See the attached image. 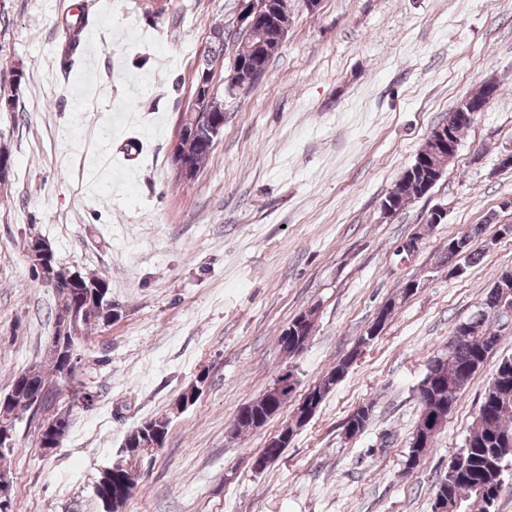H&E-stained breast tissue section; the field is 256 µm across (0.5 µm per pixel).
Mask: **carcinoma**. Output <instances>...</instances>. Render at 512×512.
<instances>
[{"label":"carcinoma","mask_w":512,"mask_h":512,"mask_svg":"<svg viewBox=\"0 0 512 512\" xmlns=\"http://www.w3.org/2000/svg\"><path fill=\"white\" fill-rule=\"evenodd\" d=\"M88 27L85 15H80L73 23L64 27L65 43L60 56L61 67L70 72L79 59L82 49L83 32ZM224 56V45L212 44L203 52L199 66L213 68L214 63ZM425 168H407L384 198L390 204L404 197L420 198ZM483 227L474 225L467 230L463 238L448 240V262L455 261V251L451 245L457 243L459 248L473 238L481 235ZM54 289L56 304L54 312L72 303L74 286L68 281L49 283ZM495 299V289L487 291L480 308L464 324L463 333H452L448 337L447 352L438 356L429 366L418 391L419 418L409 444L408 463H413L427 454L433 447L434 438L443 426L448 411L443 409L445 403H455L471 377L483 367L489 354L497 347L502 337V323L506 315L491 312ZM78 321L81 329L79 340L67 343L66 348L78 351L80 343L88 334L107 325V309L102 302L91 294H85L78 308ZM315 328V321L303 323L296 335L278 337L283 355L292 359L304 351L310 342ZM48 361L42 365L31 366L16 376L7 395L10 400L8 412L13 414L7 429L17 433V426L29 417L31 404L25 395L28 381L43 392L40 411L43 417L57 423L62 418L71 417L70 410L56 405L60 394V380L50 379L48 372L53 370L62 376L66 363L62 359L60 348L48 346ZM348 363L342 362L330 369L324 385L319 392L325 398L345 374ZM279 392L266 390L260 397L249 404V416L239 413L232 425L231 433L238 436L259 427L256 418H262V424L279 414L295 390V379L291 371H285L273 379ZM371 411L359 407L345 423L346 432L357 436L364 432L369 424ZM169 419L155 417L133 429L128 438L136 439V447L123 449L124 458L116 465L106 468L96 484V493L102 501L105 512H123L130 499L138 479V463L144 451L163 446L168 434ZM512 458V356L502 358L492 375L491 383L480 404L474 424L465 438L460 451L448 463V472L441 479L434 509L444 506L447 512H492L503 483L504 463ZM0 512H11L13 498V480L11 469L0 463Z\"/></svg>","instance_id":"cac0c4a2"}]
</instances>
